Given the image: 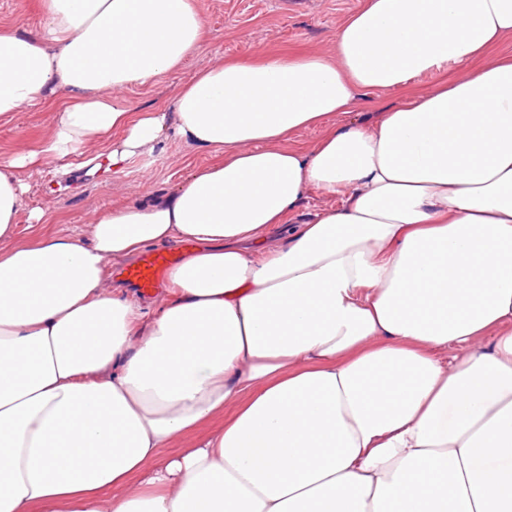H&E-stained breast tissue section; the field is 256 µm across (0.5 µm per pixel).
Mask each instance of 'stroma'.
<instances>
[{
	"label": "stroma",
	"instance_id": "stroma-1",
	"mask_svg": "<svg viewBox=\"0 0 512 512\" xmlns=\"http://www.w3.org/2000/svg\"><path fill=\"white\" fill-rule=\"evenodd\" d=\"M360 0H196L204 18L201 47L185 69L156 85L131 89L116 99L118 106L137 109L164 106L172 101L174 86L223 57L251 58L282 55L288 50L330 51L341 20L356 10ZM53 114L41 107L27 108L0 125V152L18 147L38 148L48 135ZM209 153L168 142L165 150L136 160L125 173L109 176L82 167L81 156H69L75 167L61 176L52 167L32 171L28 205L49 209L58 231L67 233L94 223L100 213L116 205L137 202L163 193L180 181L188 164L210 162Z\"/></svg>",
	"mask_w": 512,
	"mask_h": 512
}]
</instances>
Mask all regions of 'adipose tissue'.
Listing matches in <instances>:
<instances>
[{"label":"adipose tissue","instance_id":"adipose-tissue-1","mask_svg":"<svg viewBox=\"0 0 512 512\" xmlns=\"http://www.w3.org/2000/svg\"><path fill=\"white\" fill-rule=\"evenodd\" d=\"M204 27L192 0L0 25V122L53 114L0 157V512H512V0H361L329 53L113 103ZM171 140L213 159L161 196L67 234L25 208L30 167L90 148L119 174ZM313 189L334 202L306 216ZM183 241L153 311L113 285Z\"/></svg>","mask_w":512,"mask_h":512}]
</instances>
